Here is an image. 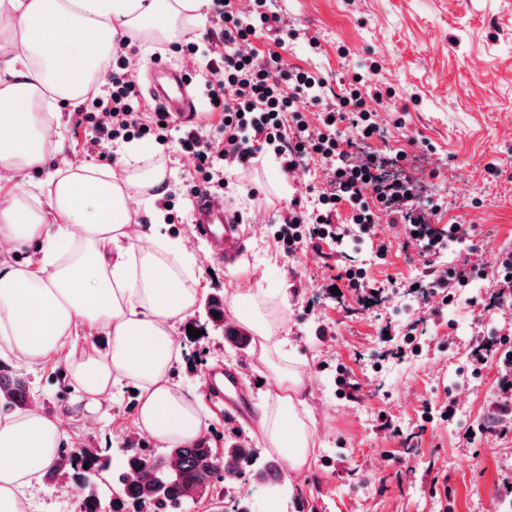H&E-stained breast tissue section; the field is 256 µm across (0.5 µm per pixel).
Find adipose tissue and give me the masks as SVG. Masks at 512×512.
I'll return each instance as SVG.
<instances>
[{"mask_svg":"<svg viewBox=\"0 0 512 512\" xmlns=\"http://www.w3.org/2000/svg\"><path fill=\"white\" fill-rule=\"evenodd\" d=\"M207 0H0V183L57 158L44 190L0 198V241L34 245L24 266L0 262V343L32 362L63 357L84 411L96 412L123 380L141 391L135 423L172 448L200 438L202 404L169 379L178 326L193 315L200 290L183 275L186 246L158 238L159 200L169 185L131 144L115 170L58 158L60 103L80 106L103 75L102 63L128 34L152 29L171 39L182 20L203 22ZM151 195L152 223L132 202ZM258 288L227 303L254 334L269 370L270 408L259 423L264 447L299 473L316 446L308 386L295 366L274 361L289 341L270 319ZM103 332L107 351L80 338ZM69 438L61 420L31 407L0 415V512H25L40 477Z\"/></svg>","mask_w":512,"mask_h":512,"instance_id":"adipose-tissue-1","label":"adipose tissue"}]
</instances>
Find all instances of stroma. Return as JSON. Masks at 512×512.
Masks as SVG:
<instances>
[{
	"label": "stroma",
	"mask_w": 512,
	"mask_h": 512,
	"mask_svg": "<svg viewBox=\"0 0 512 512\" xmlns=\"http://www.w3.org/2000/svg\"><path fill=\"white\" fill-rule=\"evenodd\" d=\"M274 7L294 27L282 53L287 68L318 73L337 93L359 75L376 84L381 135L368 150L428 153L422 179L429 195L445 203L434 225L459 223L461 257L454 266L468 280L446 304L416 288L423 276L419 248L402 225L386 219L374 227L386 246L381 259L365 238L285 252L276 239L282 217L292 200L315 197L322 173L310 166L282 175L269 150L223 190L246 225L238 260L206 259L192 204L179 192L188 161L175 142L154 146L176 193L173 217L157 232L185 240L202 304L250 279L279 311L291 357L309 379L318 444L305 469L273 488L247 473L235 480L236 491L249 512H501L512 501V433L471 439L467 430L490 416L504 376L498 355L479 362L471 346L488 336L512 345V313L485 308L503 279L499 254L512 248V0H275ZM301 28L318 34L319 50L298 36ZM159 58L192 77L202 66L198 56L145 39L130 61L148 68ZM90 109L86 103L62 110L63 152L122 168V145L85 149L76 122ZM342 251L365 282L395 280L379 305L362 307L348 280L337 279ZM191 324L203 335L190 343L179 330L185 343L171 369L173 383L198 393L210 368L236 370L252 393V414L239 418L203 399L206 434L220 448L231 430H240L251 436L258 460L269 458L255 437L266 366L209 329L202 305ZM321 326L326 335H317ZM0 360L25 378L34 404L64 418L72 437L106 449L112 467L138 450L143 435L133 423L138 397L131 383H118L111 401L86 415L63 363H31L6 350ZM344 376L357 383L356 398L342 394ZM450 401L451 419L442 414Z\"/></svg>",
	"instance_id": "obj_1"
}]
</instances>
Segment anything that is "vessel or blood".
Masks as SVG:
<instances>
[{"label":"vessel or blood","mask_w":512,"mask_h":512,"mask_svg":"<svg viewBox=\"0 0 512 512\" xmlns=\"http://www.w3.org/2000/svg\"><path fill=\"white\" fill-rule=\"evenodd\" d=\"M146 85L157 107L173 116L188 115L195 109L194 95L182 71L167 65L156 66ZM195 232L206 242L215 259L227 263L237 258V241L242 234L240 222L224 205L218 204L213 193L204 191L194 201ZM212 396L219 401H230L237 413H245L249 398L240 386L236 371L214 367L208 374Z\"/></svg>","instance_id":"obj_1"}]
</instances>
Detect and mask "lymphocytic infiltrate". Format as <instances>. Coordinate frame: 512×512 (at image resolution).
Instances as JSON below:
<instances>
[{"instance_id":"f902f5d3","label":"lymphocytic infiltrate","mask_w":512,"mask_h":512,"mask_svg":"<svg viewBox=\"0 0 512 512\" xmlns=\"http://www.w3.org/2000/svg\"><path fill=\"white\" fill-rule=\"evenodd\" d=\"M213 12L206 37L211 45L204 57L202 91L209 112L220 115L219 131L224 140L211 142L205 124L176 125L173 116L155 107H145L136 83L118 73L111 77L105 93H92V102L112 118L110 125L85 113L87 146L101 141L149 137L158 144L177 137L191 162L183 177L187 196L200 190L224 187L232 177L224 163L249 168L262 150H273L282 174L293 173L306 160H331L327 186L320 193L319 208L306 212L300 202H292L279 232L286 251H294L308 240L344 241L350 226L373 224L377 210H384L392 223L413 233L426 257L425 279L433 292L447 294L463 275L442 269L434 258L458 237L450 226L447 239L429 235L427 217L441 206L423 199L409 178L385 172L375 155L358 157L353 148L343 146L338 128L355 129L360 141L378 137L379 128L360 90L328 95L324 79L284 67L282 55L274 50L246 51L250 39L269 36L280 21L267 12L266 0H256L250 12H242L238 0H212ZM318 106L319 132H312L301 107ZM350 207L346 223H337L340 204Z\"/></svg>"}]
</instances>
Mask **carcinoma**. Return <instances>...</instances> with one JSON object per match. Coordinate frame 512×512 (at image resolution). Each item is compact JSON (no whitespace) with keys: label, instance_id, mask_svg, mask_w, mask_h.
I'll use <instances>...</instances> for the list:
<instances>
[{"label":"carcinoma","instance_id":"carcinoma-1","mask_svg":"<svg viewBox=\"0 0 512 512\" xmlns=\"http://www.w3.org/2000/svg\"><path fill=\"white\" fill-rule=\"evenodd\" d=\"M208 321L214 327L224 326V299L211 297L204 306ZM219 316H213V313ZM0 399L9 408L23 409L29 402V390L25 380L17 375L0 374ZM214 448L206 438L189 445L171 449L178 470L170 475H158L153 479H135L132 474L146 470L151 457L142 452L130 454L121 469L111 468V461L102 455V450L74 451L60 448L57 461L46 477L50 480L59 474L72 473L81 480L78 492L80 512H102L103 503L111 500L112 512H122L124 504L135 506L149 502L153 512H183L184 495L187 489L197 484H206L214 489L228 484L226 476L243 471L245 466L256 464L253 450L239 440H234L224 449L220 460H214ZM254 475L268 486H276L281 474L276 461L269 460L253 470Z\"/></svg>","mask_w":512,"mask_h":512}]
</instances>
